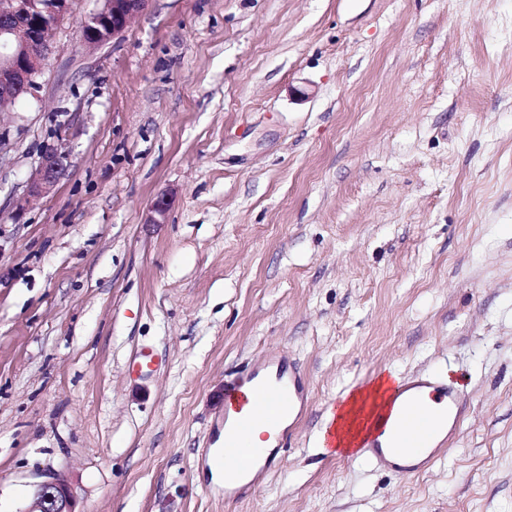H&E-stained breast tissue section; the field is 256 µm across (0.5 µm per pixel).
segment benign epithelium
<instances>
[{"instance_id":"7a95c632","label":"benign epithelium","mask_w":512,"mask_h":512,"mask_svg":"<svg viewBox=\"0 0 512 512\" xmlns=\"http://www.w3.org/2000/svg\"><path fill=\"white\" fill-rule=\"evenodd\" d=\"M70 0H0V106L16 101L20 93L35 94L41 86L52 53L54 32L69 15ZM100 7L82 25L81 43L97 49L119 38L147 6L149 0H99ZM68 153L63 145L48 144L31 170L23 197L8 215L0 212V224L17 220L34 199L48 195L59 182ZM170 206L167 196L151 206L149 224H163ZM23 512H77L70 484L54 478L34 485Z\"/></svg>"}]
</instances>
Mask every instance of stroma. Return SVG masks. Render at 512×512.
Wrapping results in <instances>:
<instances>
[{"mask_svg":"<svg viewBox=\"0 0 512 512\" xmlns=\"http://www.w3.org/2000/svg\"><path fill=\"white\" fill-rule=\"evenodd\" d=\"M96 7L0 112V210L69 153L0 224V512L48 476L79 512H512V0H150L88 50ZM272 349L309 407L228 503L224 389ZM431 369L467 412L427 471L321 447ZM67 156L68 153L62 144L44 146L37 165L28 176L23 197L7 217L0 212V224L4 223L5 218L16 221L31 200L44 197L54 189L65 170ZM394 378H397V376L390 374L386 383H380L365 393L360 392L358 396L353 394L350 397L351 402L341 409L335 418L333 415L331 416V423L334 426L333 431L330 432L328 428L322 434L321 442L327 445L330 441H333L336 443V448L332 449L336 454L348 453L350 451L348 447L352 445L366 424L365 405L374 404L385 409L387 407L385 392Z\"/></svg>","mask_w":512,"mask_h":512,"instance_id":"stroma-1","label":"stroma"}]
</instances>
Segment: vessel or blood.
<instances>
[{
	"mask_svg": "<svg viewBox=\"0 0 512 512\" xmlns=\"http://www.w3.org/2000/svg\"><path fill=\"white\" fill-rule=\"evenodd\" d=\"M396 415L392 422H376L360 441L362 458L370 465L399 476L429 468L448 443L466 411L462 393L433 373L399 382L390 394ZM308 409L307 382L287 356L267 352L230 389L224 400V447L221 458L235 459L239 483L224 486V498L244 496L243 482L252 473L265 472L286 451L292 427H281L283 417L301 419ZM265 424L279 431L275 448L264 450L249 442L251 428Z\"/></svg>",
	"mask_w": 512,
	"mask_h": 512,
	"instance_id": "vessel-or-blood-1",
	"label": "vessel or blood"
}]
</instances>
